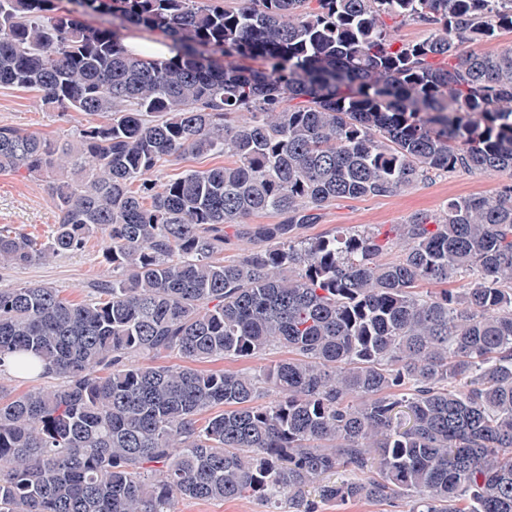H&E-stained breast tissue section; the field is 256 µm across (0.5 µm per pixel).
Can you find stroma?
Wrapping results in <instances>:
<instances>
[{
	"mask_svg": "<svg viewBox=\"0 0 512 512\" xmlns=\"http://www.w3.org/2000/svg\"><path fill=\"white\" fill-rule=\"evenodd\" d=\"M87 115H66L43 106L38 93L0 87V125H12L59 139H74L87 125ZM512 184V173L485 174L457 170L435 173L396 195L345 199L330 203L319 223L299 229L302 237H316L334 231H357L380 225L399 224L417 212H439L448 199L473 194L493 195ZM55 223V208L43 181L0 173V227L25 229L45 240ZM112 267L102 254L101 243L90 240L83 251L53 257L21 267L0 268V284L45 283L64 296L83 299L91 285L110 277Z\"/></svg>",
	"mask_w": 512,
	"mask_h": 512,
	"instance_id": "35a3bbf8",
	"label": "stroma"
}]
</instances>
